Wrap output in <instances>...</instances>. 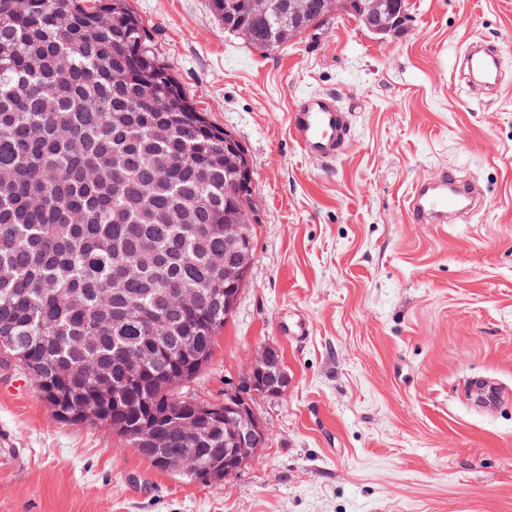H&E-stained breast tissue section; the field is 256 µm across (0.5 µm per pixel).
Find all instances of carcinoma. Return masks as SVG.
Masks as SVG:
<instances>
[{"mask_svg":"<svg viewBox=\"0 0 512 512\" xmlns=\"http://www.w3.org/2000/svg\"><path fill=\"white\" fill-rule=\"evenodd\" d=\"M11 2L0 0V362L26 372L54 418L105 424L134 448L138 417L110 395L92 397L82 371L95 364L161 412L187 409L163 394L160 372L178 361L198 378L228 317L207 305L184 311L174 293L220 282L224 222L254 239L251 190L225 209L224 130L148 50L125 0H29L24 14ZM272 2L268 21L249 0L209 7L271 51L288 24V0ZM381 2L406 24V0ZM143 76L173 108L137 103ZM159 127L172 131L164 143ZM143 239L154 243L147 266ZM129 351L149 364L138 385L123 366ZM163 431L173 448L224 457L222 429Z\"/></svg>","mask_w":512,"mask_h":512,"instance_id":"carcinoma-1","label":"carcinoma"}]
</instances>
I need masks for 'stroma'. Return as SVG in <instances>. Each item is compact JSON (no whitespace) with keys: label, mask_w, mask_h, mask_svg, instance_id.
Instances as JSON below:
<instances>
[{"label":"stroma","mask_w":512,"mask_h":512,"mask_svg":"<svg viewBox=\"0 0 512 512\" xmlns=\"http://www.w3.org/2000/svg\"><path fill=\"white\" fill-rule=\"evenodd\" d=\"M129 5L252 162L249 282L191 388L223 401L267 344L289 386L257 399L269 440L217 489L155 469L106 425L55 419L0 364V512H512V399L485 415L460 397L472 375L512 391V0H408L389 40L341 13L267 52L208 0ZM482 37L506 60L491 98L456 68ZM311 94L351 114L329 164L288 133ZM448 166L480 181L484 209L408 223L411 185ZM295 320L303 335H284Z\"/></svg>","instance_id":"1"}]
</instances>
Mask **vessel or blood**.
<instances>
[{"label": "vessel or blood", "mask_w": 512, "mask_h": 512, "mask_svg": "<svg viewBox=\"0 0 512 512\" xmlns=\"http://www.w3.org/2000/svg\"><path fill=\"white\" fill-rule=\"evenodd\" d=\"M461 68L483 90L495 91L503 69L500 47L491 41L470 43ZM289 134L307 159L328 164L341 157L353 141L351 116L334 96L308 95L296 102L289 115ZM483 201L480 186L461 180L455 171L445 168L438 176L413 185L406 213L416 224H444L480 208ZM505 395V389L480 377L472 378L468 386L469 399L486 414Z\"/></svg>", "instance_id": "b4317fda"}]
</instances>
